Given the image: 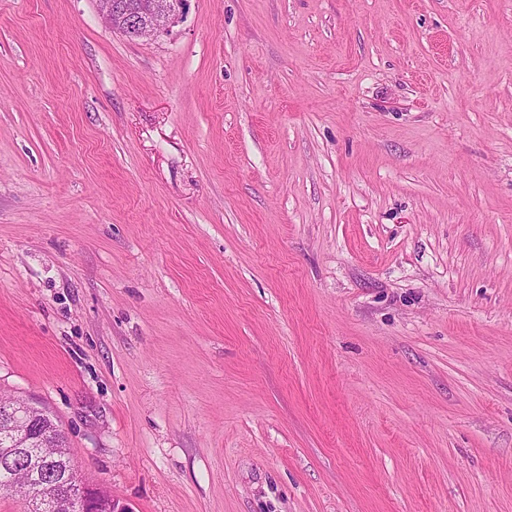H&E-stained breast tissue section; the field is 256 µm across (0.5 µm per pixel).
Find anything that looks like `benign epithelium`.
<instances>
[{
    "mask_svg": "<svg viewBox=\"0 0 512 512\" xmlns=\"http://www.w3.org/2000/svg\"><path fill=\"white\" fill-rule=\"evenodd\" d=\"M102 16L109 25L123 17L125 28L135 38L154 36L175 23L184 11L186 0H97ZM49 411L27 400L17 399L10 405L7 418L9 427L7 447L0 448V465L11 470L17 466V453L31 442L28 429L33 419ZM55 508L59 512H97L98 497L73 483L58 482L53 485Z\"/></svg>",
    "mask_w": 512,
    "mask_h": 512,
    "instance_id": "obj_1",
    "label": "benign epithelium"
}]
</instances>
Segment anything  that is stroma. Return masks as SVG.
<instances>
[{
    "mask_svg": "<svg viewBox=\"0 0 512 512\" xmlns=\"http://www.w3.org/2000/svg\"><path fill=\"white\" fill-rule=\"evenodd\" d=\"M0 392L133 512H512V0H0ZM187 0H97L102 16L113 29L114 19L123 16L125 28L134 38L157 35L175 23Z\"/></svg>",
    "mask_w": 512,
    "mask_h": 512,
    "instance_id": "35a3bbf8",
    "label": "stroma"
}]
</instances>
